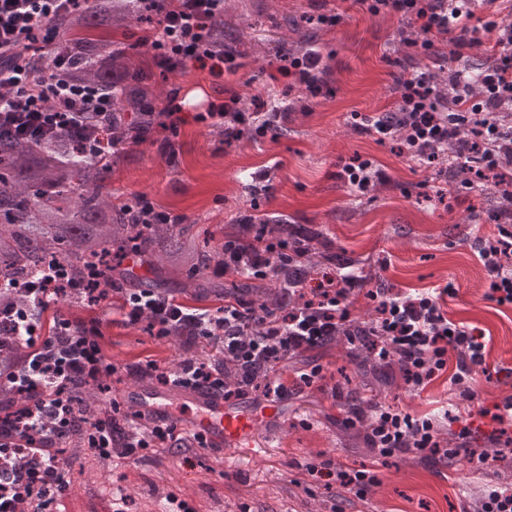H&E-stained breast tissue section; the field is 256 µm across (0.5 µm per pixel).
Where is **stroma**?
Returning <instances> with one entry per match:
<instances>
[{"label":"stroma","instance_id":"stroma-1","mask_svg":"<svg viewBox=\"0 0 512 512\" xmlns=\"http://www.w3.org/2000/svg\"><path fill=\"white\" fill-rule=\"evenodd\" d=\"M338 12L332 28L310 23L321 13ZM225 55L233 67L214 77L194 66L162 71L151 51L141 46L145 24L113 32L135 67L149 77L156 111L179 95L187 118L176 133L152 127L136 144L112 156V192L125 200L147 194L157 203L187 215L201 237L223 242L236 233L238 216L258 209L291 224L320 232L345 252L365 276L385 287L421 289L453 284L447 301L451 318L481 330L489 340L488 362L512 365V308L484 298L485 272L467 234L490 235L499 191L492 185L464 190L447 164L421 167L402 155L397 144H378L354 127V115L373 116L394 109L393 75L398 66H429L448 74L447 42L432 60L404 43L412 24L389 15L372 16L353 0H224ZM317 49L327 68L326 87L317 96H301L272 76L281 54ZM288 104L276 138H242L225 146L220 128L192 122L196 106L224 102L237 94L244 107L267 92ZM368 159L386 176L373 192L351 194L339 177L340 161ZM269 175L270 195L253 196L250 175ZM74 322H101V343L116 365L144 355L163 368L180 356L173 344L155 339L141 327L110 325L104 308L59 303L48 309ZM324 367L322 388L295 391L282 399L279 412L263 414L265 399L248 398L256 418L251 439L257 453L242 448L218 452L204 448H150L136 457L113 458L108 475L93 464L66 474L73 492L56 512H113V495L123 489L125 512H162L175 498L189 512H473L487 485L512 488V453H497L489 419H477L468 451L442 461L418 453L401 454L379 464L363 430L349 427L348 405L336 401L333 387L357 393L363 401L397 405L423 414L445 404L448 381L437 379L422 394L406 390L399 370L382 384L361 378L352 350L334 343L289 361L294 374L305 364ZM474 400L455 399L459 412H476L512 394V377L473 375ZM329 459L345 467L375 466L380 478L366 499H358L336 481L313 479L306 462Z\"/></svg>","mask_w":512,"mask_h":512}]
</instances>
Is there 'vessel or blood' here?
Listing matches in <instances>:
<instances>
[{
    "mask_svg": "<svg viewBox=\"0 0 512 512\" xmlns=\"http://www.w3.org/2000/svg\"><path fill=\"white\" fill-rule=\"evenodd\" d=\"M124 398L135 408L181 420L186 428L203 435L209 448L217 451L227 446L240 447L252 427V414L229 408L217 393L195 392L190 405L185 407L175 403L171 392L152 388L125 392Z\"/></svg>",
    "mask_w": 512,
    "mask_h": 512,
    "instance_id": "b4317fda",
    "label": "vessel or blood"
}]
</instances>
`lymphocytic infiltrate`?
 I'll return each mask as SVG.
<instances>
[{
  "instance_id": "lymphocytic-infiltrate-1",
  "label": "lymphocytic infiltrate",
  "mask_w": 512,
  "mask_h": 512,
  "mask_svg": "<svg viewBox=\"0 0 512 512\" xmlns=\"http://www.w3.org/2000/svg\"><path fill=\"white\" fill-rule=\"evenodd\" d=\"M494 5L497 0H355L366 13L396 15L417 23L423 35L424 58H432L435 42L449 39V55L460 61L464 50L477 48L476 33L495 37L496 51L488 65L468 77L463 71L448 72L459 84L456 105H449L436 90L433 72L423 68L402 71L394 77L399 94L394 110L367 118L361 130L377 142L395 141L410 161L426 166L437 162L439 147L470 131L465 152L455 155L452 167L470 168L471 180L483 182L499 170L501 154L512 156V130L503 131L491 115L512 106V25L502 26L493 15H478L476 2ZM90 0H0V136L41 140L79 131L77 155L103 160L117 141L112 127L111 94L62 77L35 81L22 57L41 52L58 42L51 28L53 18L84 9ZM151 24L146 43L160 68L173 71L192 63L221 73L223 53L211 44L210 25L222 14L224 0H138ZM318 50L309 48L278 58L277 74L292 90L315 91L324 82L325 70ZM238 96L221 105L208 104L194 114L196 123L220 127L225 145L246 134L276 136L286 110L275 105L264 112H248L238 106ZM239 234L224 238V262L212 268L216 277L238 275L271 280L299 263L301 252L292 238H273L252 216L238 220ZM474 254L487 277L486 301L512 307V230L500 228L491 236L471 239ZM20 291L26 307L9 308V323L0 327V344L25 346L26 354L15 365L0 367V386L12 388L28 400L18 412H0V512H22L31 499H39L40 512H53L69 488L64 471L56 465L8 467L11 448H47L66 439L77 426L87 431V448L101 457H129L143 448H178L192 436L177 422L146 418L137 412L118 419L113 411L82 423L72 403L70 386L76 381L105 384L118 367L105 355L98 323H76L67 318L44 330L42 315L60 295L74 294L91 306L115 304L120 322L146 325L159 340L180 337L182 349L202 342L218 347L217 359L181 361L176 368H160L149 360L134 365V372L155 376L163 385L189 391L206 390L240 399L251 395L279 398L289 393L281 370L288 359L324 348L345 337L367 348L383 367H397L407 390L420 394L442 373H449L450 391L473 399L470 379L487 370V343L477 328L449 318L443 304L451 288L403 291L368 288L351 263L329 264L311 278L297 279L277 310L269 311L238 295H228L214 309L190 307L175 298L162 297L143 288H128L113 278L111 268H95L88 282H70L63 261L49 263L36 279L24 282ZM375 304L367 321L352 316V295ZM456 365H449V356ZM236 365L235 384L225 381V363ZM366 440L378 458L418 451L433 458L454 456L443 444L436 420L418 417L389 404L372 402L365 416ZM314 478H336L358 498H366L379 484L375 469H335L328 460L310 462Z\"/></svg>"
}]
</instances>
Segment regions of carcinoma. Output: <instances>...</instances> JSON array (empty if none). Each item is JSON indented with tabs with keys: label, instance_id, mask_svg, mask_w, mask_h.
<instances>
[{
	"label": "carcinoma",
	"instance_id": "carcinoma-1",
	"mask_svg": "<svg viewBox=\"0 0 512 512\" xmlns=\"http://www.w3.org/2000/svg\"><path fill=\"white\" fill-rule=\"evenodd\" d=\"M134 21H142L136 0H92L88 8L52 22L68 56L63 76L94 85L118 100L115 123L122 139L154 123L153 91L146 73L128 66V51L95 32L110 33ZM127 112L136 113L132 125L126 122ZM111 175L112 159L78 157L68 134L40 143L0 140V272L22 280L59 258L71 278L83 280L91 266L104 263L109 255L135 251L154 274L145 288L179 280L182 291L199 296L213 287L209 270L224 262V244L200 241L191 224L132 223L123 203L112 196ZM266 232L273 237H311L307 229L284 223H271ZM323 259L314 248L302 268L272 287L243 283L241 295L276 308L296 276L313 271ZM71 396L88 421L105 411L97 386L76 385ZM84 451L85 433L79 427L66 447L45 448L40 454L65 455L72 462Z\"/></svg>",
	"mask_w": 512,
	"mask_h": 512
}]
</instances>
